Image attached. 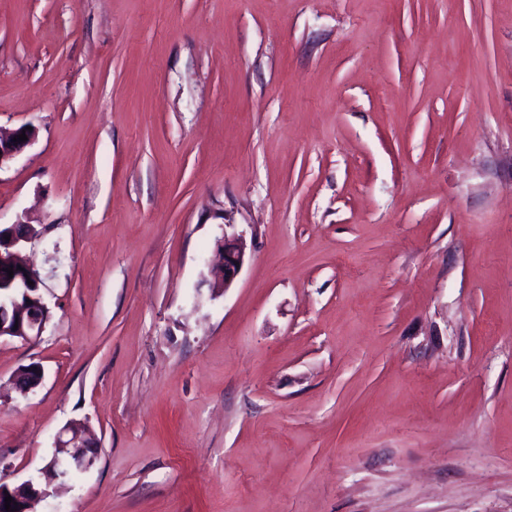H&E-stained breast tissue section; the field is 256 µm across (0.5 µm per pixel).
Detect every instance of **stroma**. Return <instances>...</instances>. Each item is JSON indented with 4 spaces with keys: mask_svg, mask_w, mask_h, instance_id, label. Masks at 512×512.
<instances>
[{
    "mask_svg": "<svg viewBox=\"0 0 512 512\" xmlns=\"http://www.w3.org/2000/svg\"><path fill=\"white\" fill-rule=\"evenodd\" d=\"M24 124L0 480L99 442L36 512H512V0H0ZM236 226V224L224 226V236L218 245L222 262L216 270L212 271L213 280L210 281L213 285V288H210L212 294L219 290L225 292L230 288L243 267L247 244L244 231H239ZM36 290L38 294L35 297L25 293L24 302L14 295H2L0 291V340L10 338L27 342L42 335L50 318V310L41 288ZM34 313L37 315L33 316ZM15 323H18V327H15ZM97 458V443L87 437L81 428L65 426L57 435L52 456L44 467L46 485L67 478L73 471L85 472L91 469Z\"/></svg>",
    "mask_w": 512,
    "mask_h": 512,
    "instance_id": "obj_1",
    "label": "stroma"
}]
</instances>
